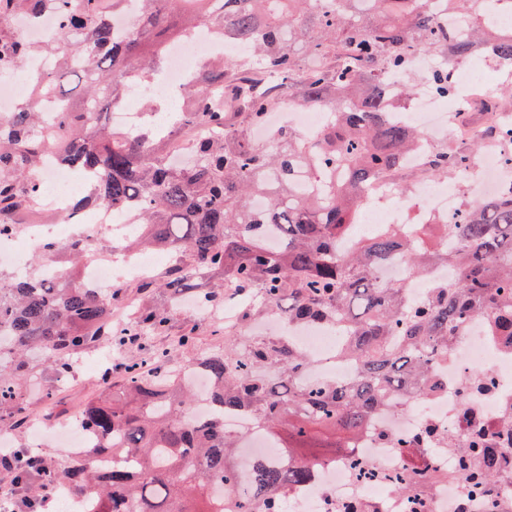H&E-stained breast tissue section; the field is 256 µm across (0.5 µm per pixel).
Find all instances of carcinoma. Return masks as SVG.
<instances>
[{"label": "carcinoma", "mask_w": 512, "mask_h": 512, "mask_svg": "<svg viewBox=\"0 0 512 512\" xmlns=\"http://www.w3.org/2000/svg\"><path fill=\"white\" fill-rule=\"evenodd\" d=\"M128 0H0V80L43 52L10 27L13 14L56 15L92 72L72 64L68 53L47 73L32 75L31 101L0 119V237L29 213L41 185L36 180L44 141L39 98L50 93L67 105L57 133L60 160L93 175L91 195L74 208L108 205L150 225L133 237L137 250L173 254L162 287L171 305L195 295L207 272L224 273V288L199 296L218 307L231 296L242 302V318L260 310L288 315L296 323L327 321L341 338L338 357L359 370L351 383L301 385L310 359L278 336L224 334V349L196 354L185 364L202 365L213 379L212 412L198 425L188 418L196 402L181 369L167 366L171 353L195 348L189 329L165 348L121 361L112 396L86 404L79 424L90 448L66 461L21 449L7 472L24 512H41L44 496L64 476L82 498L84 512H286L288 488L306 484L334 448L330 434L358 436L369 413L397 408L431 395L437 383L431 365L448 357L453 337L474 318L494 333L512 336V196L468 204L448 223V244L416 248L417 230H389L341 252L338 242L353 223L365 188L379 175L402 170L405 153L421 146L422 133L392 123L387 114L414 93L405 83L390 93L384 78L406 70L410 50L444 59L434 84L446 96L448 62L476 49L512 71V34L485 23L463 37L440 24L428 0H372L357 13L333 8L318 13L314 0H139L136 27L124 38L110 16ZM179 10L189 16L184 38L201 27L231 37L246 56L213 58L180 87V124L200 125L212 135L190 147L189 161L174 163L161 145L174 129L142 126L114 138L107 110L134 82L150 83L163 65V49L141 54ZM311 57L301 65L297 51ZM68 76L81 85L79 104L61 90ZM281 96L297 108L335 104L329 126L314 136L289 129L274 143L254 141L249 130L262 122ZM486 111H512V91L482 104ZM483 146L446 145L427 157L431 174L451 178L470 166ZM44 252L62 251L84 263L87 244L73 238L48 240ZM416 276L451 265L456 277L434 283L413 300L406 283L383 284L377 270L394 255ZM128 288L101 298L74 270L57 281L0 274V417L22 422L29 415L21 388L37 379L32 351L56 376L72 373L79 354L102 344L128 348L126 337L166 330L168 308L140 306L123 331L112 330L108 308ZM248 410L277 442L282 459L258 457L239 480L242 437L224 433V412ZM512 472V445L473 434L460 452L457 475L476 493ZM425 471L394 479V493L409 497L427 482Z\"/></svg>", "instance_id": "1"}]
</instances>
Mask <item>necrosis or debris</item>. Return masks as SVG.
Masks as SVG:
<instances>
[{
  "mask_svg": "<svg viewBox=\"0 0 512 512\" xmlns=\"http://www.w3.org/2000/svg\"><path fill=\"white\" fill-rule=\"evenodd\" d=\"M241 48L233 42L212 39L207 32L168 47L161 77L148 88H134L133 97L154 98L173 93L192 70L194 62L215 54L236 55ZM411 69L421 76L414 98L394 112V120L411 124L424 135L422 148L406 157L404 168L412 172L407 196H399L397 179L386 174L375 179L360 209V218L376 231L388 224H403L416 218L427 224V236L435 245L448 239L445 224L448 218L461 213L464 199L480 200L512 193V165L504 154L511 148L505 142L480 157L459 175L460 182L448 187L437 186L424 160L426 150L459 140L483 137L481 123L454 128L448 124L444 100L427 77L433 72L432 62L420 50L410 55ZM328 117L324 109L297 110L287 103L273 104L265 124L258 128L262 137H269L275 127H289L304 135L322 129ZM39 181L43 192L40 210L65 209L70 198L88 181L83 172L64 168L54 150H47L41 165ZM131 231L121 213L101 205L74 212L68 226L69 234L81 237L87 245L107 241L117 249ZM46 233L39 220L18 225L13 235L0 238V258L12 267H20L27 249L40 245ZM157 259L153 253H141L130 265H113L110 254L89 260L80 270L86 287L108 293L126 286L134 279L153 275ZM276 335L291 338L306 354L315 359L313 377L335 378L347 382L354 378L356 368L336 356V331L321 323L297 324L278 315L273 319ZM430 372L438 390L425 403H409L394 410L373 414L365 432L348 443L345 451L318 468L313 480L288 492L290 512H411L409 498L391 493L388 485L401 470L404 449L398 441L419 436L425 425H432L435 438L422 453L424 465L433 471L455 470L454 451L466 445L473 428L497 433L506 411L512 409V337L492 335L486 322L478 319L467 323L457 337L447 359L434 363ZM375 465L377 475L360 477L355 462ZM428 512H512V478L505 477L490 494L466 492L463 482L440 481L428 485L420 494Z\"/></svg>",
  "mask_w": 512,
  "mask_h": 512,
  "instance_id": "4bbe7bcc",
  "label": "necrosis or debris"
}]
</instances>
